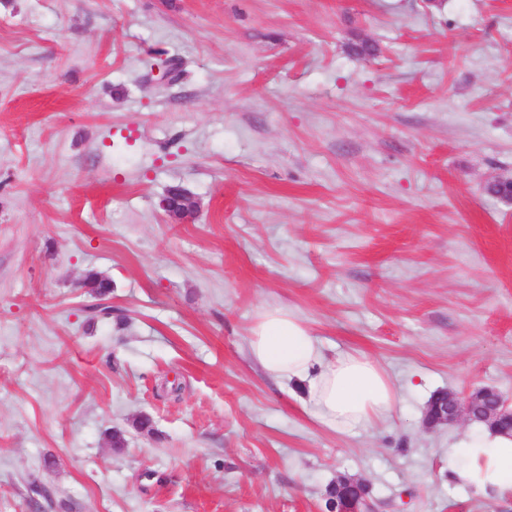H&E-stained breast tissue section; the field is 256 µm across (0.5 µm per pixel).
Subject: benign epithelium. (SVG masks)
<instances>
[{"mask_svg": "<svg viewBox=\"0 0 512 512\" xmlns=\"http://www.w3.org/2000/svg\"><path fill=\"white\" fill-rule=\"evenodd\" d=\"M171 218L184 222L194 215L197 204L189 196L174 204L169 199L161 203ZM429 426L450 425L460 420L479 421L502 430H512V398L493 388H484L467 396L444 392L435 396L426 412ZM339 483L348 486L332 512H379L376 502L367 497L365 483L341 479Z\"/></svg>", "mask_w": 512, "mask_h": 512, "instance_id": "obj_1", "label": "benign epithelium"}]
</instances>
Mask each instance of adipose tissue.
Wrapping results in <instances>:
<instances>
[{"mask_svg": "<svg viewBox=\"0 0 512 512\" xmlns=\"http://www.w3.org/2000/svg\"><path fill=\"white\" fill-rule=\"evenodd\" d=\"M248 355L269 378L298 385L317 419L351 432L389 420L397 391L382 365L359 352L327 355L292 311H262L248 338ZM448 480L456 489L512 493V434L482 426L448 450Z\"/></svg>", "mask_w": 512, "mask_h": 512, "instance_id": "ef3b65f1", "label": "adipose tissue"}]
</instances>
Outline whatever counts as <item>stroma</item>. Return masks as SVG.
I'll list each match as a JSON object with an SVG mask.
<instances>
[{
	"instance_id": "obj_1",
	"label": "stroma",
	"mask_w": 512,
	"mask_h": 512,
	"mask_svg": "<svg viewBox=\"0 0 512 512\" xmlns=\"http://www.w3.org/2000/svg\"><path fill=\"white\" fill-rule=\"evenodd\" d=\"M492 178L512 0H0V512H326L341 476L381 512H512L448 482L472 423L424 421L438 392L512 396ZM278 306L380 362L391 420L332 430L250 361ZM81 288L95 298L97 303L86 307L89 320H111L112 305L107 302L112 292V281L96 272H89L81 283Z\"/></svg>"
}]
</instances>
